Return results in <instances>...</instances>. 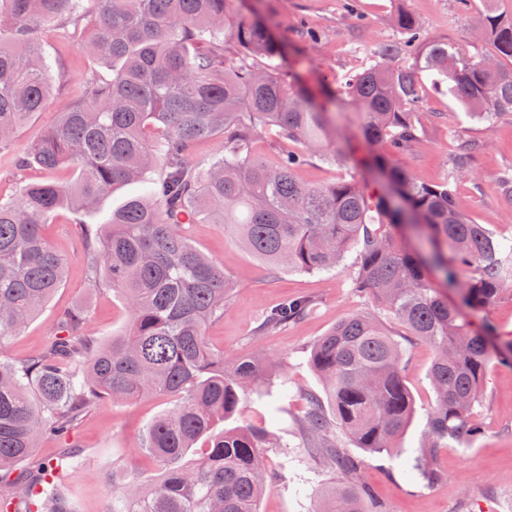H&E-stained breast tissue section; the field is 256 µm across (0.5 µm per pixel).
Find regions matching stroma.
Wrapping results in <instances>:
<instances>
[{"instance_id": "35a3bbf8", "label": "stroma", "mask_w": 512, "mask_h": 512, "mask_svg": "<svg viewBox=\"0 0 512 512\" xmlns=\"http://www.w3.org/2000/svg\"><path fill=\"white\" fill-rule=\"evenodd\" d=\"M253 3L274 22L275 35L286 42L287 72L320 100L379 46L398 38L393 19L401 9L423 21L428 38L461 43L475 56L493 50L492 43L475 29L481 0H471L467 8L459 0H357L354 13L345 9L344 0ZM82 35L79 26L70 27L64 37L50 29L39 35L44 53L57 63L52 96L44 112L22 124L11 148L0 151L1 202L15 200L24 185L48 176L62 184L75 179L68 168L50 175L36 167L18 168L17 158L40 133L55 125L61 112L85 98L92 73L108 76V69L97 67L79 50ZM422 92L424 108L419 121L423 141L396 155L395 164L425 182H454L463 210L477 223L487 225L499 240L512 239V205L497 192L499 177L512 173V113L491 126L466 122L447 90L434 88L426 80ZM332 120L337 139L347 153L348 167L357 170L362 186L380 190L369 166L376 148L364 139L359 115L351 109L339 110L333 112ZM481 141L485 149L471 151V144ZM466 150L472 160L467 175L461 177L454 160ZM142 191L138 183L116 186L97 211L77 215L63 210L45 225L46 239L67 263L66 279L22 335L0 347V359L16 363L41 351L53 336L57 314L79 305L86 308L96 338L103 340L124 331L127 304L111 286L91 280L90 257L79 225L104 223L128 198ZM186 232L236 285L223 314L206 330L209 345L228 358L263 354L275 362L260 384L261 395L251 396L239 415L228 422L232 428L246 423L263 425L283 437L281 447L266 452V464L277 480L263 497L260 512H314L317 492L338 483L341 475L317 449L309 447L300 427L307 395L322 391L309 365L311 348L354 312L383 320L396 333L402 327L370 294L357 291L356 252H348L344 261L329 272H273L225 236L223 225L201 220L187 225ZM300 296L315 300L312 314L271 332L258 333L257 327L268 311L284 299ZM433 357L432 347L424 343L413 345L405 353L403 374L414 398L415 415L397 439L396 450L371 453L356 447L345 435H338L339 446L363 461L353 483L367 487L368 512H512V364L490 363L474 407L480 434L464 446L452 442L435 448L430 463L439 477L429 482L415 465L414 450L424 440L426 414L435 400L429 376ZM284 378L289 381L291 396L287 412L279 413L275 410V394ZM167 407L165 399L154 396L126 403L101 402L69 437L42 439L34 459H51L63 448L81 449L83 457L70 478L68 492L79 512H106L111 490L136 476L147 486L160 479L161 470L147 457L143 444L147 426Z\"/></svg>"}]
</instances>
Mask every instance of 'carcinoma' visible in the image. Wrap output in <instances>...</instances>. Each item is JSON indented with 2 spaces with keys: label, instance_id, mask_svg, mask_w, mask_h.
<instances>
[{
  "label": "carcinoma",
  "instance_id": "carcinoma-1",
  "mask_svg": "<svg viewBox=\"0 0 512 512\" xmlns=\"http://www.w3.org/2000/svg\"><path fill=\"white\" fill-rule=\"evenodd\" d=\"M246 0H0V27L15 49L0 47V148L19 126L47 107L53 66L37 34L85 23L80 49L112 71L90 82L88 96L20 160L46 172L73 167L71 186L29 183L0 203V347L48 304L63 284L66 262L42 227L60 209L94 210L114 186L143 181L106 223L80 225L90 269L128 304L125 332L100 343L83 311H66L54 339L20 364L0 361V512H77L66 485L80 462L76 448L32 468L44 434L67 436L103 400L164 397L172 406L147 427L144 451L162 470L146 490L132 480L110 512H260L274 474L265 465L274 435L245 424L217 430L258 387L266 358L226 359L209 349L205 330L224 311L234 284L188 238L185 225L204 216L275 270L321 273L351 250L356 282L404 327L396 335L376 318L352 313L312 347L310 366L324 395H307L304 428L336 469L349 477L360 461L328 441L341 429L370 452L393 449L414 413L403 378L407 347L434 351L435 402L417 465L437 471L425 453L479 434L473 407L492 358L489 338L448 305L431 276L479 311L512 284V243L495 238L456 203L451 183H427L391 165L421 143L419 75L448 85L467 118L493 123L512 112V21L483 0L476 22L494 53L476 57L453 42L427 39L420 20L399 11L401 38L371 54L337 85L335 97L359 113L363 130L383 151L371 160L389 192L372 194L348 173L330 183L302 182L298 170L316 158L340 165L336 130L326 107L288 80L284 47L257 20L241 17ZM411 57L414 64L400 60ZM220 137L208 167L189 157ZM165 167L154 180V159ZM468 268L472 275L459 280ZM316 307L309 297L278 304L260 324L266 332ZM203 442L200 456L186 461ZM315 512H366L363 491L347 482L321 494Z\"/></svg>",
  "mask_w": 512,
  "mask_h": 512
}]
</instances>
